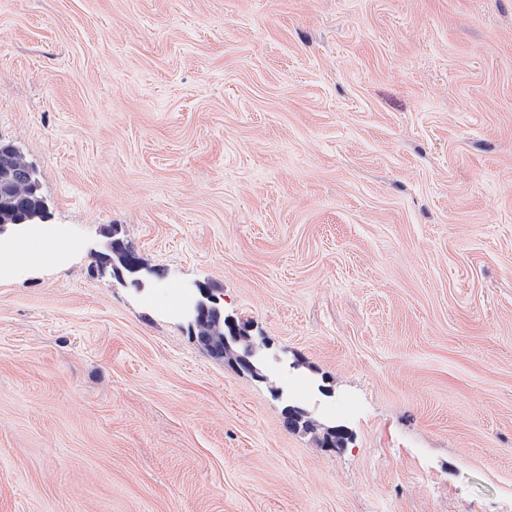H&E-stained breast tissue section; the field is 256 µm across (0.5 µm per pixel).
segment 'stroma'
Returning a JSON list of instances; mask_svg holds the SVG:
<instances>
[{"label":"stroma","mask_w":512,"mask_h":512,"mask_svg":"<svg viewBox=\"0 0 512 512\" xmlns=\"http://www.w3.org/2000/svg\"><path fill=\"white\" fill-rule=\"evenodd\" d=\"M0 142L68 245L0 279V512H512V0H0ZM209 303L220 305L219 298L209 289L198 284L188 291L182 316L190 327L204 320ZM225 320L230 331V338L233 341L239 342L242 340V338H246L247 341H249L248 346L244 350V353L237 354V358L244 367L250 371H253V373H256L257 365L260 364L261 360L258 357L257 349L254 343L251 341V336H248L247 329L244 325L239 324L233 317H226Z\"/></svg>","instance_id":"stroma-1"}]
</instances>
